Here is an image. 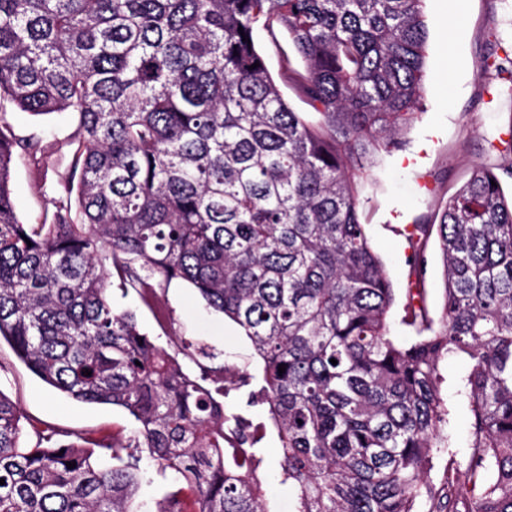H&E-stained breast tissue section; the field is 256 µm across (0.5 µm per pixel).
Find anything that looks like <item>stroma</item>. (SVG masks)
<instances>
[{
	"label": "stroma",
	"mask_w": 512,
	"mask_h": 512,
	"mask_svg": "<svg viewBox=\"0 0 512 512\" xmlns=\"http://www.w3.org/2000/svg\"><path fill=\"white\" fill-rule=\"evenodd\" d=\"M463 2L459 10L453 0H424L428 42L419 114L403 136L404 147L381 154L362 182L368 237L401 294L410 286L405 227L434 218L445 194L459 189L475 166L501 173L504 191L512 190V178L502 173L512 164V156L499 143L512 125V96L498 92V80L482 75L488 57L512 53V0ZM0 113L17 136L34 134L43 144L59 145L58 173L67 172L71 152L66 142L76 126L75 114L33 116L5 99L0 100ZM58 173L39 175L27 157H15L12 197L23 223H42L54 211L61 199ZM158 296L150 307L136 292L116 289L112 302L117 309L135 311L142 329L158 337L166 349L186 341L207 345L231 365L240 367L249 361L252 347L241 329L208 309L194 288L175 280ZM463 372L462 359H449L444 386L450 409L448 431L459 450L467 444L471 424L468 404L456 393ZM0 391L20 406L29 434L49 425L68 435L123 439L135 429L121 409L77 402L58 393L19 362L5 342L0 344ZM262 446L271 512H293L295 492L277 477L280 443L275 430H267Z\"/></svg>",
	"instance_id": "stroma-1"
}]
</instances>
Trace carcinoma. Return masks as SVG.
Instances as JSON below:
<instances>
[{
  "mask_svg": "<svg viewBox=\"0 0 512 512\" xmlns=\"http://www.w3.org/2000/svg\"><path fill=\"white\" fill-rule=\"evenodd\" d=\"M423 2L0 0V96L78 116L66 202L40 224L16 216L11 163L28 152L45 172L54 153L0 116V340L49 386L136 424L125 443L47 427L24 446V414L0 392V512H136L157 476L172 478L157 512H271L268 423L294 512H512V199L480 166L439 222L406 232L420 284L403 305L408 342L391 336L396 290L363 223L362 180L418 115ZM259 27L300 63L284 51L272 77ZM509 64L484 72L512 96ZM432 237L436 317L421 288ZM174 280L238 325L259 375L204 345L170 353L112 305L114 285L149 306ZM451 356L473 417L463 462L448 440ZM204 360L200 378L185 365ZM257 378L267 422L226 414ZM445 455L435 487L427 471Z\"/></svg>",
  "mask_w": 512,
  "mask_h": 512,
  "instance_id": "carcinoma-1",
  "label": "carcinoma"
}]
</instances>
